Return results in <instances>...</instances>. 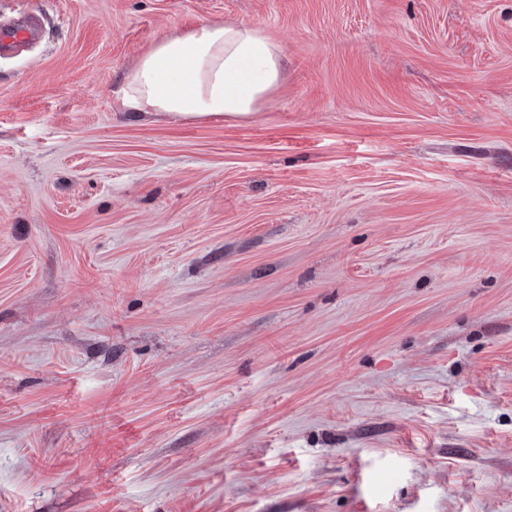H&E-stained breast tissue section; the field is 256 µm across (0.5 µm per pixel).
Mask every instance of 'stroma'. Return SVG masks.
Listing matches in <instances>:
<instances>
[{
  "label": "stroma",
  "instance_id": "stroma-1",
  "mask_svg": "<svg viewBox=\"0 0 512 512\" xmlns=\"http://www.w3.org/2000/svg\"><path fill=\"white\" fill-rule=\"evenodd\" d=\"M0 512H512V0H0ZM261 28L246 119L119 111ZM39 34V22L35 17H28L0 30V52L11 51L19 43L35 39ZM280 78V46L259 27L204 21L142 55L119 100L135 115L243 118L259 110Z\"/></svg>",
  "mask_w": 512,
  "mask_h": 512
}]
</instances>
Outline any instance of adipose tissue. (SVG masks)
Listing matches in <instances>:
<instances>
[{"label": "adipose tissue", "instance_id": "ef3b65f1", "mask_svg": "<svg viewBox=\"0 0 512 512\" xmlns=\"http://www.w3.org/2000/svg\"><path fill=\"white\" fill-rule=\"evenodd\" d=\"M280 78V46L259 27L204 21L142 55L120 103L135 114L243 118L259 110Z\"/></svg>", "mask_w": 512, "mask_h": 512}]
</instances>
